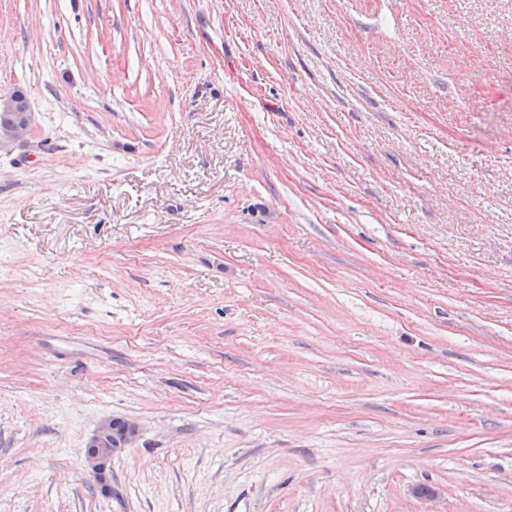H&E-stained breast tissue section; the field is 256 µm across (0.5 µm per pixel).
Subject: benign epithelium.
I'll return each instance as SVG.
<instances>
[{"label": "benign epithelium", "mask_w": 512, "mask_h": 512, "mask_svg": "<svg viewBox=\"0 0 512 512\" xmlns=\"http://www.w3.org/2000/svg\"><path fill=\"white\" fill-rule=\"evenodd\" d=\"M137 425L130 420L107 418L98 424L86 443L84 464L93 472L100 488L111 489L112 457L129 447L137 436Z\"/></svg>", "instance_id": "1"}]
</instances>
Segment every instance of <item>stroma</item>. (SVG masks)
<instances>
[{
	"mask_svg": "<svg viewBox=\"0 0 512 512\" xmlns=\"http://www.w3.org/2000/svg\"><path fill=\"white\" fill-rule=\"evenodd\" d=\"M511 31L0 0V512H512ZM11 97L15 99L16 105L13 108L0 107V133L12 131L23 121L24 110L28 106V99L24 91L17 89ZM137 425L130 420L103 419L86 443L84 464L93 472L102 491L111 489L112 457L129 447L137 436Z\"/></svg>",
	"mask_w": 512,
	"mask_h": 512,
	"instance_id": "1",
	"label": "stroma"
}]
</instances>
